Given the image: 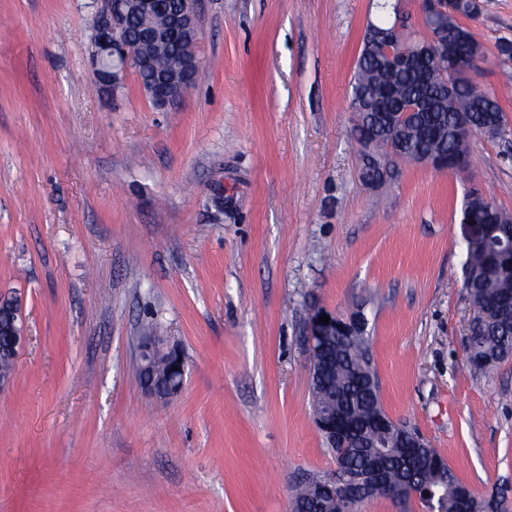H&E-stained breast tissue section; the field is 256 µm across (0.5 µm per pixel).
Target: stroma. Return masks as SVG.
<instances>
[{"label":"stroma","mask_w":512,"mask_h":512,"mask_svg":"<svg viewBox=\"0 0 512 512\" xmlns=\"http://www.w3.org/2000/svg\"><path fill=\"white\" fill-rule=\"evenodd\" d=\"M465 24L503 118L468 171L358 174L352 80L369 24L424 34L419 0H196L200 66L164 112L128 72L100 93L94 0H0V300L29 340L0 390V512H290L336 460L306 325L368 320L380 401L512 512V357L467 362L464 199L512 215V0ZM187 374H137L147 321ZM168 365L166 380L159 376L157 367L162 363ZM138 372L145 392L160 401L176 398L185 384V362L182 353L175 349L163 350L155 336H142L139 346Z\"/></svg>","instance_id":"stroma-1"}]
</instances>
